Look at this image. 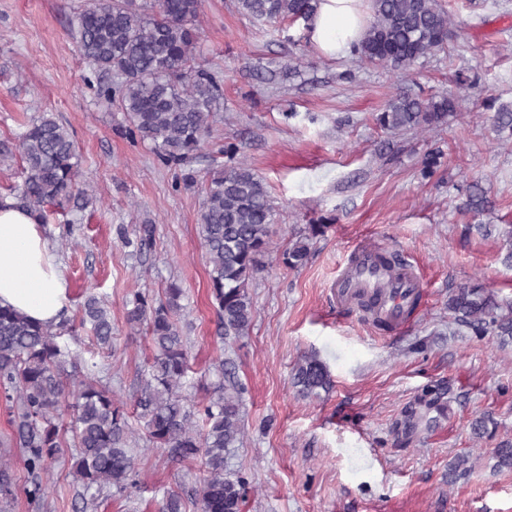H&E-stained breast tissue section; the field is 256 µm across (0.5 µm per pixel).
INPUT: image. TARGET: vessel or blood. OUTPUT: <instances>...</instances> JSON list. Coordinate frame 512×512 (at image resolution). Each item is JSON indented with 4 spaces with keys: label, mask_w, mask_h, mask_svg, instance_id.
Returning a JSON list of instances; mask_svg holds the SVG:
<instances>
[{
    "label": "vessel or blood",
    "mask_w": 512,
    "mask_h": 512,
    "mask_svg": "<svg viewBox=\"0 0 512 512\" xmlns=\"http://www.w3.org/2000/svg\"><path fill=\"white\" fill-rule=\"evenodd\" d=\"M340 306H351L361 295L373 297L378 315L392 327L401 326L413 303L422 295L423 282L409 267L386 269L375 249H358L355 257L331 285Z\"/></svg>",
    "instance_id": "1"
}]
</instances>
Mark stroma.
I'll use <instances>...</instances> for the list:
<instances>
[{"instance_id": "1", "label": "stroma", "mask_w": 512, "mask_h": 512, "mask_svg": "<svg viewBox=\"0 0 512 512\" xmlns=\"http://www.w3.org/2000/svg\"><path fill=\"white\" fill-rule=\"evenodd\" d=\"M83 2L0 0V142L17 141L44 112L74 138L93 202L78 215H52L45 232L65 269V316L78 317L89 295L111 311L112 350L97 354L95 376L123 400L135 437L143 429L132 391L151 346L130 330L126 307L135 294L159 297L174 282L184 290L189 404L208 401L221 366L243 389V440L226 464L246 482L242 512H512V470L495 472L480 460L448 482L449 461L478 450L470 436L475 417L492 412L497 439H512V349L471 335L448 311L449 296L464 286L512 300L500 234L512 226V140H502L492 121L495 108L512 107V0H442L458 37L402 73L355 55L322 56L304 22L264 25L240 14L235 0H204L198 61L222 77L223 98L213 137L189 167L208 180L225 165L221 146L235 143L238 160L264 177L276 209L273 248L250 283L251 326L228 338L218 334L208 293L197 227L203 194L178 188L180 169L129 139L125 113L89 85L70 36ZM294 55L302 62L285 75ZM459 72L475 85L458 91ZM399 91L459 93L460 115L430 131L388 132L374 115ZM434 147L443 164L421 178ZM475 184L489 199L478 216L465 207ZM322 217L330 226L307 264L286 267L282 251ZM145 224L154 227L146 242ZM366 245L398 253L424 282L419 307L400 329L378 330L331 292ZM310 353L332 380L317 399L292 386L294 365ZM439 383L452 389L446 416L405 430L408 412ZM11 412L0 398V456H11L14 474V497L0 501V512H33L11 447ZM71 453L63 448L53 466L42 512H75ZM139 471L136 487L103 495L96 512H158L171 491L187 512H199V460L178 461L143 443Z\"/></svg>"}]
</instances>
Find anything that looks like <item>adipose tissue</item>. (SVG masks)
Masks as SVG:
<instances>
[{
    "label": "adipose tissue",
    "mask_w": 512,
    "mask_h": 512,
    "mask_svg": "<svg viewBox=\"0 0 512 512\" xmlns=\"http://www.w3.org/2000/svg\"><path fill=\"white\" fill-rule=\"evenodd\" d=\"M369 0H318L308 23L320 54L345 57L368 25ZM67 300L63 269L36 216L0 201V306L41 323H57Z\"/></svg>",
    "instance_id": "ef3b65f1"
}]
</instances>
